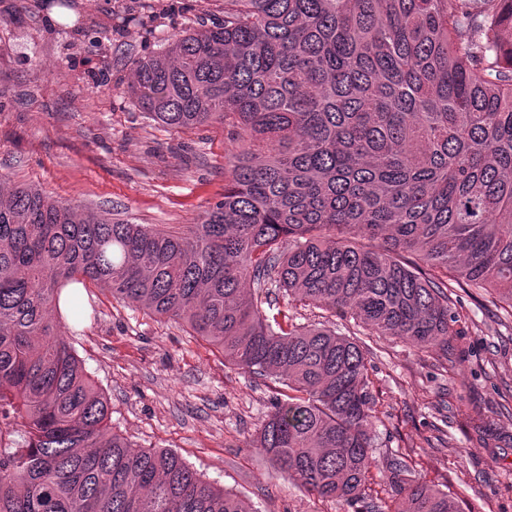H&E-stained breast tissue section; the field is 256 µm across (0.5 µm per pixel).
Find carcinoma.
Masks as SVG:
<instances>
[{"mask_svg":"<svg viewBox=\"0 0 512 512\" xmlns=\"http://www.w3.org/2000/svg\"><path fill=\"white\" fill-rule=\"evenodd\" d=\"M512 0H224L136 62L163 126L224 125V196L159 228L30 184L0 202V512H251L178 454L112 433L65 338L94 284L187 325L284 386L252 447L347 512H465L397 449L372 469L377 399L357 339L264 311L288 298L370 336L448 349L452 284L512 309ZM57 319L49 317L50 310Z\"/></svg>","mask_w":512,"mask_h":512,"instance_id":"1","label":"carcinoma"}]
</instances>
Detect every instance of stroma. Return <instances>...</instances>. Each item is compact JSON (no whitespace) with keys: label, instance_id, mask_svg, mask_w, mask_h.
<instances>
[{"label":"stroma","instance_id":"1","mask_svg":"<svg viewBox=\"0 0 512 512\" xmlns=\"http://www.w3.org/2000/svg\"><path fill=\"white\" fill-rule=\"evenodd\" d=\"M224 18V0H0V175L79 208L135 224L197 223L224 194L223 125L175 131L128 97L135 62L170 36ZM69 341L108 397L113 432L169 449L254 512H344L271 478L249 442L282 386L225 367L185 325L80 291ZM447 357L370 337L379 451L407 449L414 469L473 512H512V447L480 441L512 411V317L482 289H455ZM447 417L445 432L435 425Z\"/></svg>","mask_w":512,"mask_h":512}]
</instances>
